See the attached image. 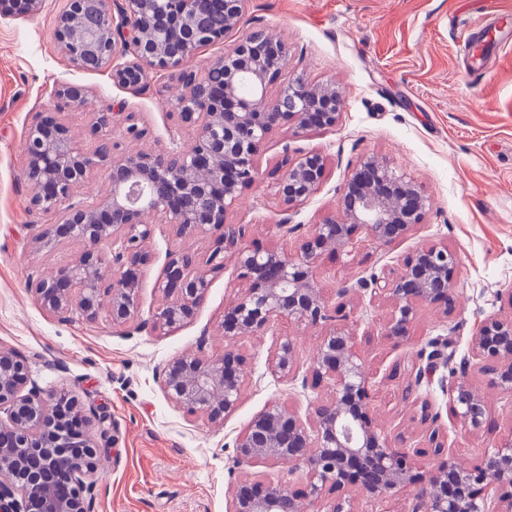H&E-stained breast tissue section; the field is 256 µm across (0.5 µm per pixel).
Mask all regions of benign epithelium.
Here are the masks:
<instances>
[{"instance_id": "obj_1", "label": "benign epithelium", "mask_w": 512, "mask_h": 512, "mask_svg": "<svg viewBox=\"0 0 512 512\" xmlns=\"http://www.w3.org/2000/svg\"><path fill=\"white\" fill-rule=\"evenodd\" d=\"M93 21L76 30L72 19L85 0H66L56 16L61 54L85 70L112 66V82L145 89L152 75L177 80L172 117L194 132L188 147L174 143L160 153L120 151V140H139L145 129L126 112H95L91 145L78 144L71 128L54 112H44L30 128L22 178L32 187L36 210L57 217L45 224L38 241L52 247L62 240L83 245L79 257L29 279L41 305L65 320L73 314L93 323L106 312L114 326L134 323L141 269L151 260L147 244L153 215L177 239H213L199 267L195 254L168 253L157 288L165 301L151 316L155 330L171 331L192 319L206 299L207 271L224 268L230 258L247 287L224 311L222 334L230 341L224 354L203 350L173 359L163 370L167 398L191 416L223 421L239 406L245 356L231 341L261 336L278 320L319 327L323 336L302 386H330V395L309 402L306 418L272 404L248 423L236 440V463L245 469L257 462H287L289 475L301 471L298 492L281 482L244 477L232 494L230 512H304L303 499L355 489L378 498L415 488L413 512H512V437L484 452L465 468L456 450L441 441L434 449L398 448L378 424L370 406L371 373L355 346L349 325L348 299L388 301L391 310L381 335L405 341L420 305L456 306V252L445 243H422L392 276L372 275L337 289L330 307L313 274L328 252L350 256L363 241L387 245L407 237L422 220L430 201L419 187L372 156L364 157L346 180L340 219L312 225L291 255L275 248L241 245L242 234L226 215L261 176L257 156L276 131L294 133L332 128L340 119L342 93L332 84L302 79L288 83L275 99L267 87L287 65L285 48L265 32L248 33L210 65L224 71V84L182 65L205 46L224 41L240 28L247 0H218L224 28L210 30L200 21L198 0H91ZM44 0H0V18L34 16ZM56 99L75 108L87 101L84 88L61 83ZM108 166L105 196L79 192L92 171ZM326 159L310 153L294 163L285 157L271 172L274 195L284 210L309 199L321 185ZM447 344L420 352L412 373L418 384L431 383L448 366ZM490 385L512 393V315L491 314L471 337L470 355L441 381L448 407L468 433H477L487 417L485 398L472 387V369ZM271 372L295 378V345L286 337L270 360ZM65 394L31 384L25 360L0 347V512H93L103 448L91 417L71 400L85 431L79 444L66 432L58 408ZM82 452L74 454L71 449ZM497 507L489 510V493Z\"/></svg>"}]
</instances>
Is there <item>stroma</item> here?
<instances>
[{
	"label": "stroma",
	"mask_w": 512,
	"mask_h": 512,
	"mask_svg": "<svg viewBox=\"0 0 512 512\" xmlns=\"http://www.w3.org/2000/svg\"><path fill=\"white\" fill-rule=\"evenodd\" d=\"M61 5L46 0L36 16L0 19V346L27 359L40 388L67 391L103 419L94 512H229L231 489L242 475L298 483L283 464L237 468L235 441L271 403L307 415L311 391L300 380L273 375L268 363L288 337L297 367L306 370L321 331L278 321L264 335L238 341L247 361L242 399L223 422L211 424L174 405L159 376L179 355L199 349L223 354L224 308L244 286L233 262L210 273L204 303L171 332L116 328L104 315L93 323L75 316L62 321L42 308L29 276L72 262L82 245L65 241L46 249L37 241L42 225L54 220L33 209L21 175L27 132L38 114L58 108L80 137L92 113H135L147 135L124 141L126 151H161L191 141L190 131L177 128L170 115L179 87L168 75L132 90L115 85L110 68L82 70L67 62L54 38ZM509 8L512 0H249L239 30L224 43L201 48L187 64L205 73L242 34L262 30L288 53L287 68L268 97L298 78L335 84L344 95L336 127L301 134L282 129L261 147V179L226 216L227 223L243 226L244 246L295 252L312 224L337 214L348 175L367 155L386 160L429 196L430 209L409 237L387 246L364 244L350 257L324 258L315 276L333 304L344 282L399 268L418 242L441 241L458 254L459 301L451 314L423 306L409 340L398 346L380 334L384 309L353 299L350 324L370 369L391 372L372 388L379 423L408 446L429 447L431 428L417 415L418 402L428 401L441 412L442 434L466 466L512 434V394L473 374L489 416L480 433L470 434L446 415L439 383L415 386L411 368L432 341L449 340L456 357L466 356L480 322L501 308V294L512 289V47L482 71L471 69L463 49L471 26ZM61 82L86 88V105L56 106L53 90ZM309 152L325 156L324 181L309 200L283 211L269 172L282 158L296 161ZM180 248L202 257L209 241H180L157 225L148 244L152 260L140 274V319L161 304L156 282L167 253Z\"/></svg>",
	"instance_id": "35a3bbf8"
}]
</instances>
